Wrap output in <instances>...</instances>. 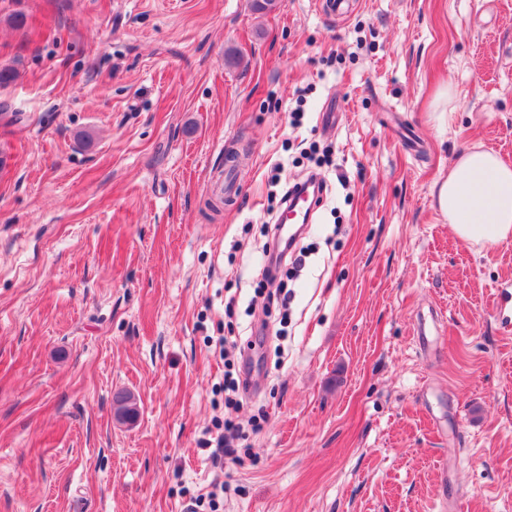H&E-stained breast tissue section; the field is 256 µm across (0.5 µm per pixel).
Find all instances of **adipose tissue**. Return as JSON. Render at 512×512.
<instances>
[{
  "label": "adipose tissue",
  "instance_id": "1",
  "mask_svg": "<svg viewBox=\"0 0 512 512\" xmlns=\"http://www.w3.org/2000/svg\"><path fill=\"white\" fill-rule=\"evenodd\" d=\"M433 196L464 243L490 246L512 235V167L491 151L464 153L435 182Z\"/></svg>",
  "mask_w": 512,
  "mask_h": 512
}]
</instances>
